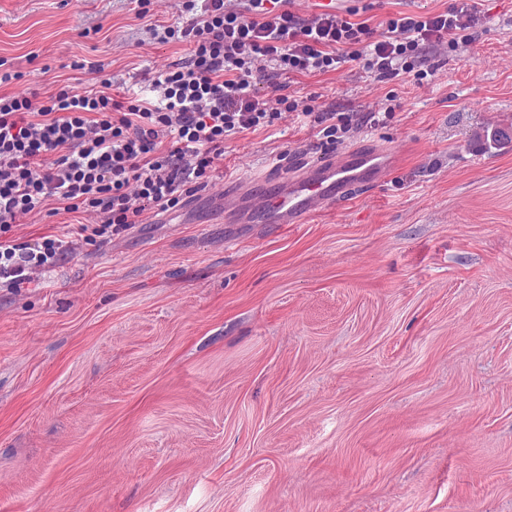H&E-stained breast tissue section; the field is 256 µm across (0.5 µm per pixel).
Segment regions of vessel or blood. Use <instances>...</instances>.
Returning <instances> with one entry per match:
<instances>
[{
  "instance_id": "b4317fda",
  "label": "vessel or blood",
  "mask_w": 512,
  "mask_h": 512,
  "mask_svg": "<svg viewBox=\"0 0 512 512\" xmlns=\"http://www.w3.org/2000/svg\"><path fill=\"white\" fill-rule=\"evenodd\" d=\"M386 167L385 154L378 148L354 147L321 162L293 158L287 170L273 174L264 186L242 181L225 191L224 200L247 197L248 209L240 218L244 224H300L350 191L380 183Z\"/></svg>"
}]
</instances>
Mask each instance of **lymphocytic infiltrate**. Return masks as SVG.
Listing matches in <instances>:
<instances>
[{
	"instance_id": "f902f5d3",
	"label": "lymphocytic infiltrate",
	"mask_w": 512,
	"mask_h": 512,
	"mask_svg": "<svg viewBox=\"0 0 512 512\" xmlns=\"http://www.w3.org/2000/svg\"><path fill=\"white\" fill-rule=\"evenodd\" d=\"M186 20L151 24L154 42L191 50L150 84L151 98L116 101L100 62H85L90 86L42 98L13 95L0 58V232L36 215L80 212L83 240L118 234L181 205L205 188L224 144L298 113L321 128L327 148L383 123L395 104L358 112L322 108L289 92L282 75L329 74L357 63L374 81L435 76L432 55L476 37L477 0L441 12L389 16L381 31L333 12L303 15L293 0H176ZM76 243H0V286L17 288L53 267Z\"/></svg>"
}]
</instances>
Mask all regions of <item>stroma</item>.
I'll return each instance as SVG.
<instances>
[{
	"label": "stroma",
	"mask_w": 512,
	"mask_h": 512,
	"mask_svg": "<svg viewBox=\"0 0 512 512\" xmlns=\"http://www.w3.org/2000/svg\"><path fill=\"white\" fill-rule=\"evenodd\" d=\"M432 80L356 63L290 91L360 111L386 179L302 224H228L224 189L279 154L321 159L302 118L226 143L224 169L148 223L0 288V512H512V0ZM156 0H0L20 95L141 92L188 42ZM75 214L9 239H76Z\"/></svg>",
	"instance_id": "1"
}]
</instances>
